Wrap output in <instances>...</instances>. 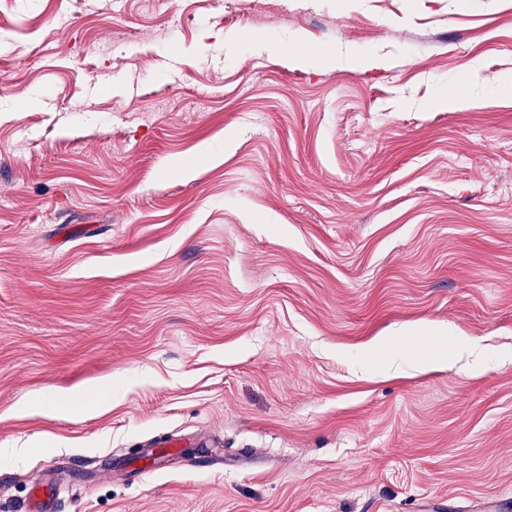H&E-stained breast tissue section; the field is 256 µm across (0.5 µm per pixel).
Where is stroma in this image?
I'll use <instances>...</instances> for the list:
<instances>
[{
  "mask_svg": "<svg viewBox=\"0 0 512 512\" xmlns=\"http://www.w3.org/2000/svg\"><path fill=\"white\" fill-rule=\"evenodd\" d=\"M413 330L447 368L385 375ZM49 469L64 512H512L506 0H0V512Z\"/></svg>",
  "mask_w": 512,
  "mask_h": 512,
  "instance_id": "obj_1",
  "label": "stroma"
}]
</instances>
